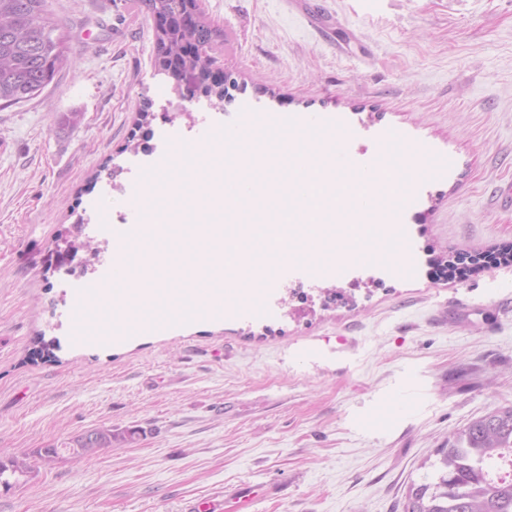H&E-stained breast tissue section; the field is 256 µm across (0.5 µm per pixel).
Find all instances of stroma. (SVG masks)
<instances>
[{"label": "stroma", "instance_id": "stroma-1", "mask_svg": "<svg viewBox=\"0 0 512 512\" xmlns=\"http://www.w3.org/2000/svg\"><path fill=\"white\" fill-rule=\"evenodd\" d=\"M224 98L183 100L155 67L142 0H48L70 61L0 108V459L31 470L0 512H186L256 492L252 512H403L423 463L512 405V263H437L512 244V0H197ZM81 115L78 126L61 122ZM259 112L334 120L353 166L395 139L443 162L398 222L406 267L301 266L229 309L127 340L78 335L86 258L143 220L146 170ZM107 427L97 458L47 465ZM116 434L110 428H96L76 438L69 448H40L35 454L43 462L50 463L49 458L56 452L66 453L75 460L84 461L96 457L105 448H111Z\"/></svg>", "mask_w": 512, "mask_h": 512}]
</instances>
